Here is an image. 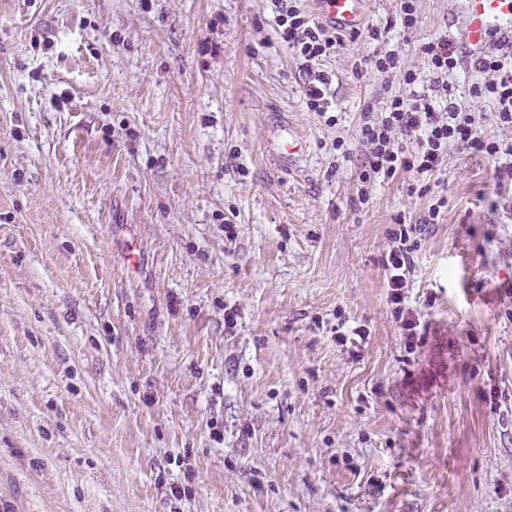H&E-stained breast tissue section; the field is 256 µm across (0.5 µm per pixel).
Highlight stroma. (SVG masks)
<instances>
[{"instance_id": "1", "label": "stroma", "mask_w": 512, "mask_h": 512, "mask_svg": "<svg viewBox=\"0 0 512 512\" xmlns=\"http://www.w3.org/2000/svg\"><path fill=\"white\" fill-rule=\"evenodd\" d=\"M400 4L306 71L270 0H0V512H512L503 158L359 180L362 113L437 90L425 43L485 138L512 129L472 92L467 0H413L411 28ZM402 222L427 226L411 341ZM421 53L427 58L429 66L437 74V82L441 81V88L445 92V99L450 97L448 88V73L455 70L459 65V60L449 52L444 44L427 43L421 47ZM446 78V80H443ZM329 85V77L324 74L317 75L307 84V105L314 112H325L322 104L326 100L325 97L328 93ZM402 224L400 232H395L393 244L387 253L384 261V271L389 288V301L397 305L394 309L397 318L403 319L405 311L404 302L405 289L408 287V279L414 269L413 248L408 244L411 237L416 239L417 234L421 235L426 224Z\"/></svg>"}]
</instances>
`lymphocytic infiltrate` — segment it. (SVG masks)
I'll return each instance as SVG.
<instances>
[{"mask_svg":"<svg viewBox=\"0 0 512 512\" xmlns=\"http://www.w3.org/2000/svg\"><path fill=\"white\" fill-rule=\"evenodd\" d=\"M271 3L283 38L298 48L304 61H311L340 46L341 39L335 29L303 15L295 0H271ZM487 39L495 44L496 50L474 59L475 70L487 76L486 82L475 86L474 92L492 102L503 128H512V29H492ZM396 131L416 143L414 153L395 148L392 134ZM362 134L370 146L366 168L360 175L364 182L370 181L375 174L393 175L400 168L420 174L434 172L443 153L452 144L475 154H505L507 160L498 167L497 176L512 179V145L503 148L499 143L487 140L471 113L452 106L447 115H439L433 101L425 97L412 101L394 98L388 111L379 119L372 113H363ZM423 231L420 224L403 225L384 261L389 301L395 306L396 316L402 317L403 329L411 334L415 333L417 323L404 314L405 290L414 268L409 240Z\"/></svg>","mask_w":512,"mask_h":512,"instance_id":"obj_1","label":"lymphocytic infiltrate"}]
</instances>
